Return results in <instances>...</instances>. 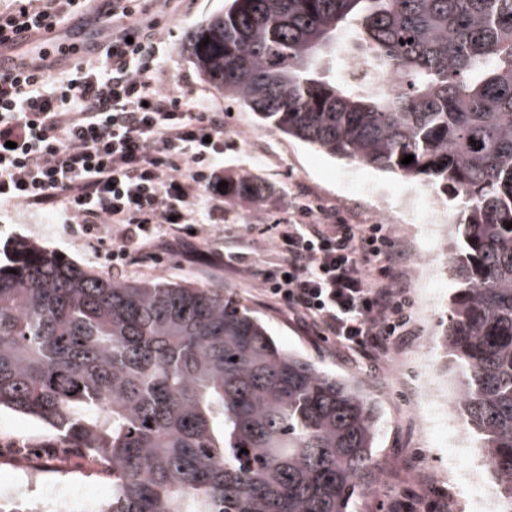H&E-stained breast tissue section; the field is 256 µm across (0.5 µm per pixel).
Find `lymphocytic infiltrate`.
Masks as SVG:
<instances>
[{"instance_id":"lymphocytic-infiltrate-1","label":"lymphocytic infiltrate","mask_w":512,"mask_h":512,"mask_svg":"<svg viewBox=\"0 0 512 512\" xmlns=\"http://www.w3.org/2000/svg\"><path fill=\"white\" fill-rule=\"evenodd\" d=\"M112 29L102 50L59 68L71 44L34 47L14 75L0 74V209L63 210L87 235L115 227L105 252L113 270L134 250L192 245L216 223L207 191L224 159V113L161 85L167 44L141 0H102ZM88 0H9L0 45L18 47L83 15ZM277 259L250 269L265 299L312 335L370 361L413 332L410 299L388 225L353 224L298 196L287 223L268 224Z\"/></svg>"}]
</instances>
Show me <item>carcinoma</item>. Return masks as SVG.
Returning a JSON list of instances; mask_svg holds the SVG:
<instances>
[{
	"mask_svg": "<svg viewBox=\"0 0 512 512\" xmlns=\"http://www.w3.org/2000/svg\"><path fill=\"white\" fill-rule=\"evenodd\" d=\"M341 33L391 90L328 66ZM194 57L265 126L460 200L442 342L512 512V0H228ZM226 182L230 201L264 198ZM1 408L110 467L99 512H352L378 476L376 403L219 289L116 280L29 242L0 264Z\"/></svg>",
	"mask_w": 512,
	"mask_h": 512,
	"instance_id": "1",
	"label": "carcinoma"
}]
</instances>
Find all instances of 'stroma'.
Masks as SVG:
<instances>
[{
    "label": "stroma",
    "mask_w": 512,
    "mask_h": 512,
    "mask_svg": "<svg viewBox=\"0 0 512 512\" xmlns=\"http://www.w3.org/2000/svg\"><path fill=\"white\" fill-rule=\"evenodd\" d=\"M225 0H185L171 24L168 46L160 58L163 84L208 98L224 111V161L219 176H242L261 185L266 199L261 207L224 202L212 195L210 203L223 207V223L196 240L194 254L163 253L161 261L127 265L124 280H163L199 288H222L226 298L249 308L286 349L298 352L319 369L354 378L362 383L381 409L376 458L380 468L378 489L356 493L353 512H429L431 504L447 501L445 512H498L486 495L493 490L490 470L464 425L456 407L426 415L431 405L429 384L452 381L458 369L443 354L439 334L448 320L455 283L448 269L444 241L431 237V224H451L456 207L438 201L435 192L417 178L382 173L372 168L330 157L314 148L260 124L254 113L235 106L223 93L206 83L197 69L192 42L196 31L224 10ZM309 199L342 216L368 224L384 214L405 254L396 272L407 288L415 333L391 350L397 367L341 354L335 344L307 334L286 309L269 304L253 279L225 268L224 251L247 253L255 263L275 259L264 245L257 219L268 224L287 222L294 195ZM28 241L40 245L96 273H111L105 250L66 225L56 213L21 206L0 213V259L9 260L15 245ZM16 448H38L48 457L64 453V468L41 472L28 482L25 469L7 461ZM88 484L111 489L112 480L79 450L63 448L57 433L47 425L0 411V488L29 484L37 496L42 483Z\"/></svg>",
    "instance_id": "1"
}]
</instances>
